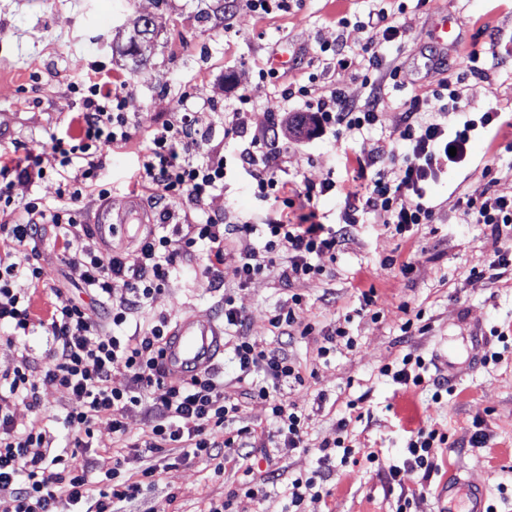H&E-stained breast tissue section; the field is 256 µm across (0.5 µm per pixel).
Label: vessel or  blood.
Instances as JSON below:
<instances>
[{"label": "vessel or blood", "mask_w": 512, "mask_h": 512, "mask_svg": "<svg viewBox=\"0 0 512 512\" xmlns=\"http://www.w3.org/2000/svg\"><path fill=\"white\" fill-rule=\"evenodd\" d=\"M224 352V327L216 320L180 319L164 348L162 362L169 378L183 380L213 369ZM485 487L450 476L439 496L438 512H485Z\"/></svg>", "instance_id": "b4317fda"}]
</instances>
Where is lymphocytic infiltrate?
<instances>
[{
  "label": "lymphocytic infiltrate",
  "mask_w": 512,
  "mask_h": 512,
  "mask_svg": "<svg viewBox=\"0 0 512 512\" xmlns=\"http://www.w3.org/2000/svg\"><path fill=\"white\" fill-rule=\"evenodd\" d=\"M366 26L371 34L357 54L337 51L332 44L320 47L321 52L332 55L341 71L352 68L357 60L367 61L363 84L369 94L363 104H355L337 89L317 94L314 84L318 77L314 74L308 84L285 89L284 99L303 100L309 112L307 123L300 128L305 139L330 133L335 139L348 141L378 123L385 92L390 81L398 77L397 68H385L381 47L402 39L405 31L395 15L383 8L369 14ZM75 89L81 94L75 116L78 134L51 137L24 156L0 161V212L21 213L17 222L0 224V328L15 337L33 331L30 298L19 282L40 281L43 270L33 263L18 268L10 257L49 233L61 241L67 255L68 283L87 289L94 303L90 309L61 303L46 328L52 338L46 359L38 362L21 356L13 371L0 377L8 395H24L35 407L40 404L43 387L61 390L63 424L69 435L67 448L55 452L52 437L40 421L20 428L11 415L0 414V512H122L124 504L154 487L165 469L158 458L167 448L180 449L185 460L208 464L220 457L234 467L246 468V449L253 434L236 425L246 396L266 401L269 406L277 427L268 434V444L306 449L305 415L277 395L280 383H299L303 377L285 353L259 348L247 338V317L232 294L224 296V329L234 339L240 375L249 381L240 397L227 392L223 382L209 373L187 381L167 377L161 354L173 327L171 316L160 315L143 332L128 334L125 326L167 285L174 266L197 243L206 246L201 274L209 284L221 280L224 244L231 238L243 244L240 285L264 276L269 266L256 258L252 245L256 236L261 238L264 252L287 254L283 276L291 283L322 275L319 257L335 254L347 227L359 223L364 214L385 212L399 235L409 232L412 225L433 223L435 211L427 201L429 184L464 162L473 132L492 125L499 117L490 109L451 132L440 122L422 119L421 114L432 101L438 102L443 112L460 109L463 99L458 89L446 82L431 98L412 97L386 155L358 159V175L365 186L346 192L341 226L333 229L318 223L316 204L335 190V180H304L289 186L282 176V152L274 137L264 133L245 138L239 116L250 107L251 98L238 93L233 117L224 123L225 138L236 143L232 155L212 147L210 130L196 129L188 113L163 125L150 139L140 179L166 206L157 214L159 230L142 238L136 254L130 257L119 252L102 254L90 230L78 221L86 197L104 200L112 194L111 187L101 180V171L106 154L132 137L124 96L113 86L111 74L99 68ZM76 162L82 168L78 182L68 175L69 166ZM231 163L250 173L258 201L279 203L278 218L261 226L247 221L230 223L221 215L208 216L205 223L186 228L171 224L170 204L202 208L223 185ZM50 174L57 178L58 206H47L38 198L16 202L12 194L15 183ZM486 174L487 188L466 199L462 221L486 224L493 233L505 235L506 244L496 263L506 266L512 264V195L497 192L494 167H487ZM117 370L130 378L126 389L112 386V374ZM137 407L146 409L150 430L131 438L124 419ZM104 419L113 435L132 448L135 459L143 461L136 475L126 474V458H113L106 465L90 456L94 427ZM214 428L223 430V443L212 440L210 431ZM447 442V434L434 429L413 432L403 463L386 469L389 484L401 486L414 479L419 486H426L441 468Z\"/></svg>",
  "instance_id": "f902f5d3"
}]
</instances>
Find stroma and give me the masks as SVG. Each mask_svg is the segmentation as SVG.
<instances>
[{"label":"stroma","instance_id":"1","mask_svg":"<svg viewBox=\"0 0 512 512\" xmlns=\"http://www.w3.org/2000/svg\"><path fill=\"white\" fill-rule=\"evenodd\" d=\"M376 0H298L290 11L253 13L244 0H0V155L15 156L48 141L50 134L65 136L79 108L74 83L98 66L125 83V110L135 134L125 146L106 157L102 178L110 183L113 209L124 208L129 196H138L142 210L156 202L144 192L137 175L144 143L181 112L193 113L199 126L215 127L214 144L231 150L224 139V114L233 108L234 91H247L252 105L242 119L247 135L269 126L267 107L282 89L320 77L322 89L337 87L350 99H361L366 89L354 71L337 70L321 53L322 43H337L346 52L357 51L367 38L358 21L375 8ZM455 21L457 42H438L435 29L441 15ZM155 18L154 50L143 66L116 49L125 42L139 17ZM406 29L402 40L385 44L387 64L398 67L396 86L388 88V102L377 125L356 140L340 142L326 136L301 142L297 125L303 110L300 99L286 103L278 120L279 145L285 152L289 178L320 182L333 178L337 189L321 197L318 220L340 222L342 191L352 188L363 157L386 147L400 123L405 102L429 95L458 73L460 60L471 50L495 39L484 78H466L460 92L468 112L497 109L498 120L472 139L466 162L431 183L427 199L436 218L418 224L405 235L388 226L385 213L366 214L335 256H322V275L285 284L281 272L287 256L277 257L270 271L247 286L238 284L241 246L226 244L221 267L224 287L208 288L200 275L203 246H195L189 260L180 263L169 283L136 316L147 328L154 316L185 314L221 317L224 294L232 292L237 307L248 316L250 340L263 348H284L300 367L303 384L282 383L279 395L307 417V450L265 446L263 436L274 429L270 410L262 400L246 401L238 426L255 430L248 478L264 483L267 497L239 494L246 476L234 469L217 473L194 462L178 461V449H168L175 465L166 469L149 494L126 507V512H207L211 502L232 499L233 512H288L291 482L298 475L323 471V479L304 495L307 512H395L402 489L389 484L382 468L364 461L378 451L386 464H402L412 431L434 428L446 433L449 449L440 472L426 493L416 498L411 512H437V493L449 474L488 490L486 503L493 512H512V266L500 278L489 269L502 242L483 224L461 221V202L478 196L487 184L484 170L497 167L501 192L512 193V0H432L428 6H408L398 18ZM288 64L275 66L277 56ZM275 68V77L260 79L259 69ZM468 112L448 113L449 128L466 120ZM278 206L258 203L252 178L228 166L223 188L203 209L176 208L175 220L197 224L207 216L226 214L262 224L275 218ZM394 266H384V259ZM12 262L24 268L37 263L43 269L39 283L30 287L31 310L47 318L61 302L90 305L83 288H64L65 258L60 245L44 238L13 253ZM412 262V273L399 265ZM373 290V309H362L361 294ZM303 297L300 315L312 323V335L284 341L270 325L280 306L292 294ZM422 314L423 330L403 335L402 324ZM346 327L353 347L337 342L328 356L320 346L331 329ZM507 332L499 341L497 332ZM49 349L42 328L13 342L0 338V375L10 372L21 354L41 360ZM499 351L498 362L487 361L489 350ZM421 356L428 378L447 379L448 395L431 399L429 387L404 388L384 376V366L399 364L406 353ZM361 399V418L351 417L348 401ZM40 408L24 396L0 402V412L23 426L37 415L61 449L68 443L61 423L64 399L48 386L40 394ZM349 418L348 438L362 456L358 463L331 460L320 465L318 448L336 436L337 422ZM484 443L470 447L475 432Z\"/></svg>","mask_w":512,"mask_h":512}]
</instances>
